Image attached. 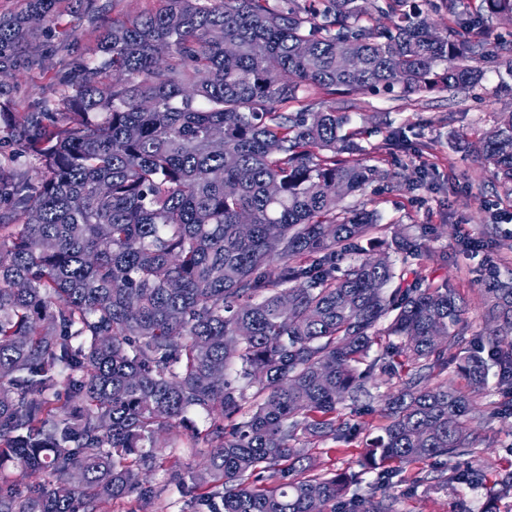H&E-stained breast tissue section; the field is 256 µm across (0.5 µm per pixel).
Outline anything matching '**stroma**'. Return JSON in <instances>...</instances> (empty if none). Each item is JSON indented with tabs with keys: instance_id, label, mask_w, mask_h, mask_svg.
I'll return each mask as SVG.
<instances>
[{
	"instance_id": "stroma-1",
	"label": "stroma",
	"mask_w": 512,
	"mask_h": 512,
	"mask_svg": "<svg viewBox=\"0 0 512 512\" xmlns=\"http://www.w3.org/2000/svg\"><path fill=\"white\" fill-rule=\"evenodd\" d=\"M96 4L95 14L75 11L51 23V34L45 40L47 58L18 77L8 111L28 112L53 102L60 93V76L94 45L101 27L151 12L158 0H96ZM69 28L76 30L77 40L63 37V30ZM483 69L481 86L467 94L431 93L409 105L391 95L353 97L352 122L365 125L367 153L389 177L343 200L347 206L368 203L380 214L381 232L362 243L368 254L394 252L396 234L415 231L423 224L433 227L427 252L412 266L413 276L445 281L455 288L464 306L462 325L469 334L485 326L481 280L486 269L494 266L501 273H512V199H505L499 184L482 173L476 154L498 116L512 113V95L500 89L505 74L500 59H487ZM380 113L408 139L425 142L421 157L406 155L377 132L373 117ZM489 224L494 227L490 248L460 250L461 242L483 237ZM471 400L474 452L463 457L462 464L483 470L485 484L453 485L445 491L420 489L412 495L405 494L403 485L394 484L388 491L398 499V512H512V496L495 493L497 482L512 474V416L503 411L512 405V391L502 388L493 373ZM356 422L361 428L359 440L348 444L328 440L306 448L311 473L358 469L364 455L363 438L376 436L383 420L377 414H364Z\"/></svg>"
}]
</instances>
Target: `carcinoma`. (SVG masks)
<instances>
[{
    "label": "carcinoma",
    "mask_w": 512,
    "mask_h": 512,
    "mask_svg": "<svg viewBox=\"0 0 512 512\" xmlns=\"http://www.w3.org/2000/svg\"><path fill=\"white\" fill-rule=\"evenodd\" d=\"M159 2L112 22L55 103L10 117L13 154L37 156L39 174L0 164V512L154 501L161 436L191 414L204 425L190 441L209 454L170 483L193 512H396L380 492L402 473L392 461H436L440 487L483 485L453 463L473 453L472 407L442 376L454 363L476 391L493 365L512 387V278L488 270L489 328L467 336L455 289L406 281L428 227L395 241L399 273L386 255L341 268L379 222L338 208L336 186L354 194L386 174L359 158L349 113L315 108L311 90L470 92L512 0L474 13L441 0V34L421 8L432 0ZM64 8L25 0L0 16V74L45 60L38 32ZM372 8L391 26L361 25ZM478 154L512 195V113ZM376 377L385 423L361 470L308 473L295 443L357 439L341 412L375 411Z\"/></svg>",
    "instance_id": "carcinoma-1"
}]
</instances>
